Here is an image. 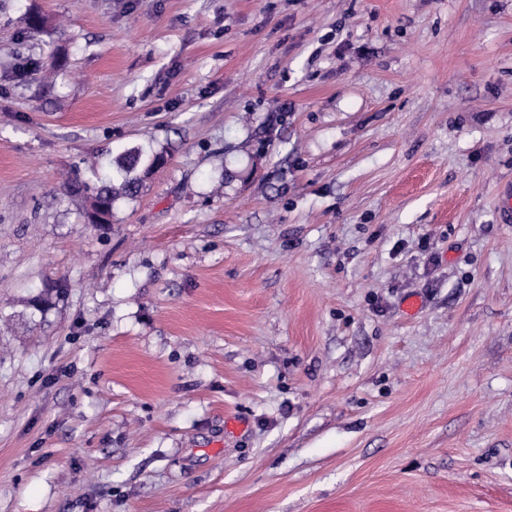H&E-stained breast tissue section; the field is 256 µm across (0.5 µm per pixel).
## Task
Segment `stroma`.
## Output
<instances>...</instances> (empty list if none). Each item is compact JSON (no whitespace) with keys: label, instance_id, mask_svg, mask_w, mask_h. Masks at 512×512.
Wrapping results in <instances>:
<instances>
[{"label":"stroma","instance_id":"obj_1","mask_svg":"<svg viewBox=\"0 0 512 512\" xmlns=\"http://www.w3.org/2000/svg\"><path fill=\"white\" fill-rule=\"evenodd\" d=\"M507 183L512 0H0V512H512ZM161 159L163 152L150 143L125 146L115 156L112 152L93 156L82 176L78 173L66 182V193L82 199L89 224L94 219L112 224L115 202L137 197L148 177L146 169Z\"/></svg>","mask_w":512,"mask_h":512}]
</instances>
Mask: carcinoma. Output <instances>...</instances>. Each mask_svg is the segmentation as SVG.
<instances>
[{
    "label": "carcinoma",
    "mask_w": 512,
    "mask_h": 512,
    "mask_svg": "<svg viewBox=\"0 0 512 512\" xmlns=\"http://www.w3.org/2000/svg\"><path fill=\"white\" fill-rule=\"evenodd\" d=\"M161 159L163 152L150 143L125 146L116 155H96L83 175L66 182V193L82 199L88 222L101 218L110 224L115 202L137 197L147 178V168Z\"/></svg>",
    "instance_id": "1"
}]
</instances>
